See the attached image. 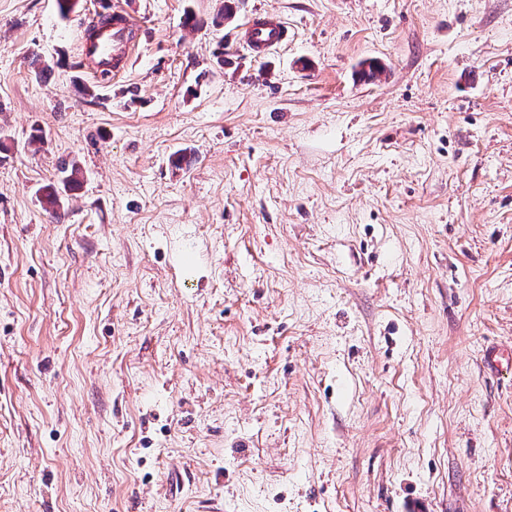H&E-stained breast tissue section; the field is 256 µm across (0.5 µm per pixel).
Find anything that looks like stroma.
I'll list each match as a JSON object with an SVG mask.
<instances>
[{"mask_svg":"<svg viewBox=\"0 0 512 512\" xmlns=\"http://www.w3.org/2000/svg\"><path fill=\"white\" fill-rule=\"evenodd\" d=\"M490 344L512 0H0V512H512ZM135 23L125 14L112 12V25L97 31L92 40L80 41V49L92 58L101 75L115 74L129 64L128 48L134 38ZM288 34L286 22L271 12L258 13L245 32L246 40L257 57L288 42ZM60 172L64 174L60 181V186H48L46 188L45 198L47 203L52 206L59 205V196L62 191H70L79 184L80 169L76 163L72 162L68 165H66V163H62Z\"/></svg>","mask_w":512,"mask_h":512,"instance_id":"1","label":"stroma"}]
</instances>
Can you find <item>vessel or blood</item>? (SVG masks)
Segmentation results:
<instances>
[{
	"label": "vessel or blood",
	"instance_id": "1",
	"mask_svg": "<svg viewBox=\"0 0 512 512\" xmlns=\"http://www.w3.org/2000/svg\"><path fill=\"white\" fill-rule=\"evenodd\" d=\"M134 27L128 16L113 13L111 24L100 28L94 39L81 41L80 49L95 61L100 74L119 72L129 63L128 48L134 37ZM288 34L286 22L271 12L258 13L245 32L249 46L259 57L286 43Z\"/></svg>",
	"mask_w": 512,
	"mask_h": 512
}]
</instances>
